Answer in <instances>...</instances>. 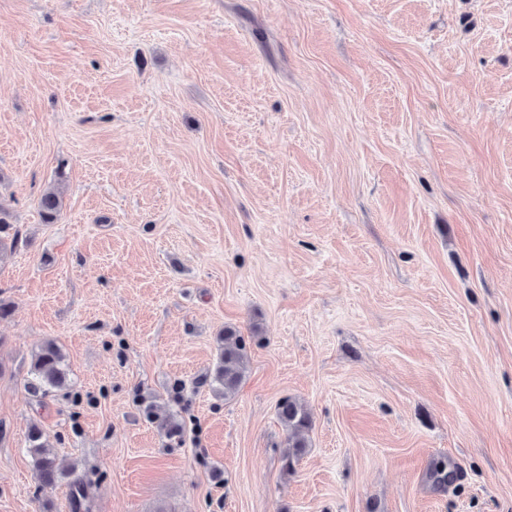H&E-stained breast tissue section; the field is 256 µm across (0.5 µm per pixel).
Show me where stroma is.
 Here are the masks:
<instances>
[{
	"label": "stroma",
	"mask_w": 512,
	"mask_h": 512,
	"mask_svg": "<svg viewBox=\"0 0 512 512\" xmlns=\"http://www.w3.org/2000/svg\"><path fill=\"white\" fill-rule=\"evenodd\" d=\"M0 204V512H512V0H0ZM6 216L7 211L0 204V252L7 247L14 249L23 242L21 230L14 224H10ZM247 359L245 337L234 329L224 328V335L218 340L215 368L205 379L215 396L227 400L235 395L245 377ZM64 355L60 347L52 340L41 343L33 354L27 389L33 396H46L50 389L65 384L66 370ZM277 415L287 432L284 461L285 468L289 471L294 461L305 453L306 448H310L311 416L305 404L293 397L283 398L278 403ZM27 452L32 458L36 474L43 483H54L65 474L57 463L56 456L50 450L43 432L38 427L29 430Z\"/></svg>",
	"instance_id": "obj_1"
}]
</instances>
